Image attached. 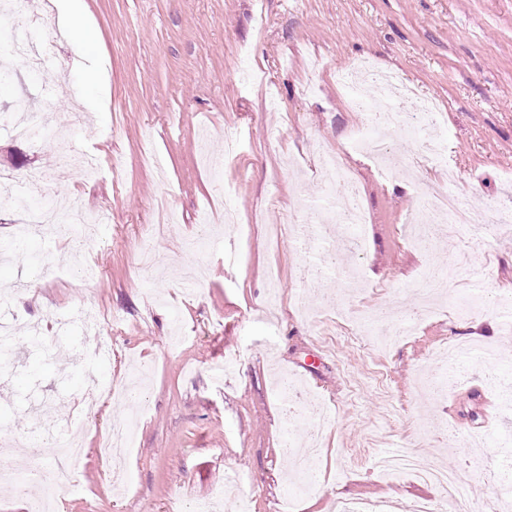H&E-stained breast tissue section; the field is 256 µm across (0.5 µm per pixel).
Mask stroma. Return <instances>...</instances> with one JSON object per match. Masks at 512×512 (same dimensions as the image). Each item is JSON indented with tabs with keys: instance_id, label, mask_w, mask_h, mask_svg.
<instances>
[{
	"instance_id": "stroma-1",
	"label": "stroma",
	"mask_w": 512,
	"mask_h": 512,
	"mask_svg": "<svg viewBox=\"0 0 512 512\" xmlns=\"http://www.w3.org/2000/svg\"><path fill=\"white\" fill-rule=\"evenodd\" d=\"M23 0L19 19L0 24V48L30 19L56 31L58 61L41 74L0 67V113L18 100H51L52 125L72 147L93 154L103 173L88 179L64 167L58 144L37 145L0 126V177L48 175L42 193L106 213L90 254L69 239L53 242L54 260L91 259L99 276L89 290L42 275L27 261L0 263V284L31 282L13 359L0 365V431L31 424L42 404L59 421L81 411V371L98 336L112 342L105 378L147 365L135 448L110 466L98 440L127 408L113 403L86 423L77 489L62 495L66 512H168L223 493V512H331V504L382 502L399 507L436 497L435 488L401 473L386 477L350 459L365 445L384 450L412 443L424 458L443 453L466 491L456 512H512L496 486L512 475V411L500 408L512 384V330L498 301L512 298V224L480 239L411 244L415 181L446 182L486 220L483 202L512 196V0H80L99 32L95 50L109 71L107 109L91 111L97 90L74 65L57 10ZM324 69L305 94L308 64ZM365 60L398 74L438 108L447 163L425 161L406 138L390 141L403 166L384 176L348 141L363 117L336 82L339 70ZM238 147L224 153V130ZM338 153L357 182L366 222L345 230L329 222L316 237L272 238L295 196L311 211L330 205L319 152ZM119 175H111L113 161ZM168 259L169 272L146 280L135 256L142 244ZM470 248L473 270L449 289L437 314L414 320L412 336L379 353L347 341L333 348L336 314L404 302L414 308L422 270L445 268ZM279 272L274 322L263 318L267 271ZM478 294V310L452 305ZM87 304L120 316L101 335L71 321ZM67 321L55 335L64 357L30 349L32 326ZM300 382L304 404H321L322 452L310 465L312 491L297 492L287 436L304 443L308 427H288L281 375ZM445 386L436 400L424 375ZM244 487H228V470Z\"/></svg>"
}]
</instances>
